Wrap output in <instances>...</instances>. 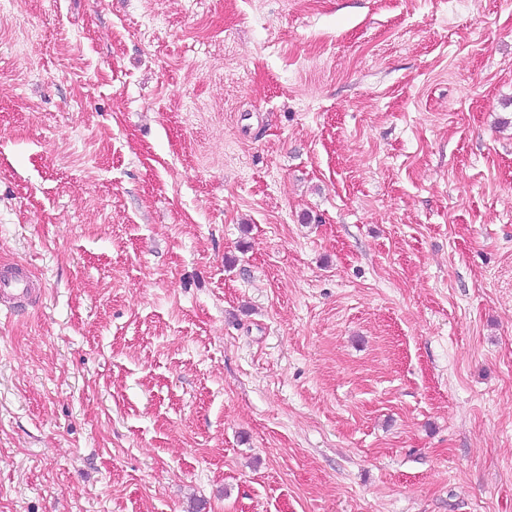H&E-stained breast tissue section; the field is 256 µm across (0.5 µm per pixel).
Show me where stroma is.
<instances>
[{
	"label": "stroma",
	"instance_id": "obj_1",
	"mask_svg": "<svg viewBox=\"0 0 512 512\" xmlns=\"http://www.w3.org/2000/svg\"><path fill=\"white\" fill-rule=\"evenodd\" d=\"M0 512H512V0H0ZM37 281L25 265L0 264V302L8 306L28 303L37 293Z\"/></svg>",
	"mask_w": 512,
	"mask_h": 512
}]
</instances>
